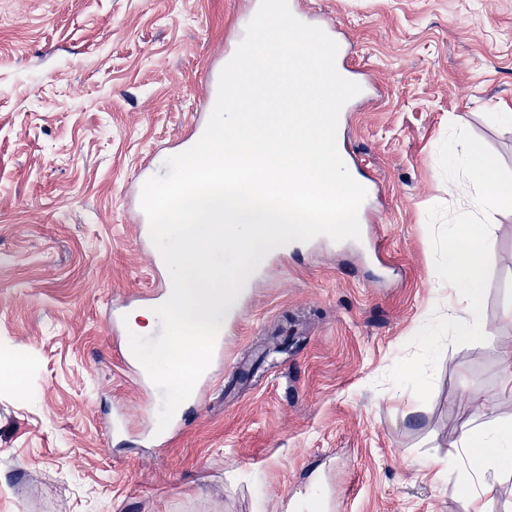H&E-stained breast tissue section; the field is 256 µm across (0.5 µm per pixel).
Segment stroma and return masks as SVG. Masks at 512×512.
Segmentation results:
<instances>
[{
	"instance_id": "obj_1",
	"label": "stroma",
	"mask_w": 512,
	"mask_h": 512,
	"mask_svg": "<svg viewBox=\"0 0 512 512\" xmlns=\"http://www.w3.org/2000/svg\"><path fill=\"white\" fill-rule=\"evenodd\" d=\"M251 0H0V512H467L462 423H512V198L488 231V336L418 338L472 189L462 137L512 183V0H308L378 94L337 137L380 181L360 240L271 251L224 325V361L165 431L106 300L168 282L127 211L166 174L199 67ZM158 162L140 164L148 154ZM487 396L486 407L470 405Z\"/></svg>"
}]
</instances>
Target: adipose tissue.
<instances>
[{
    "instance_id": "ef3b65f1",
    "label": "adipose tissue",
    "mask_w": 512,
    "mask_h": 512,
    "mask_svg": "<svg viewBox=\"0 0 512 512\" xmlns=\"http://www.w3.org/2000/svg\"><path fill=\"white\" fill-rule=\"evenodd\" d=\"M448 165L463 171L473 185V193L468 210L460 215L458 223L448 227L442 260L435 273L439 284L456 297L437 327L452 329L455 336L469 340L487 333L482 310L488 242L483 226L476 224L475 218L502 197L511 196L512 186L498 179L493 159L479 154L462 139L449 141ZM453 446L476 462L470 505L472 512H485L484 498L494 493L503 477L512 476V425L489 428L464 423Z\"/></svg>"
}]
</instances>
